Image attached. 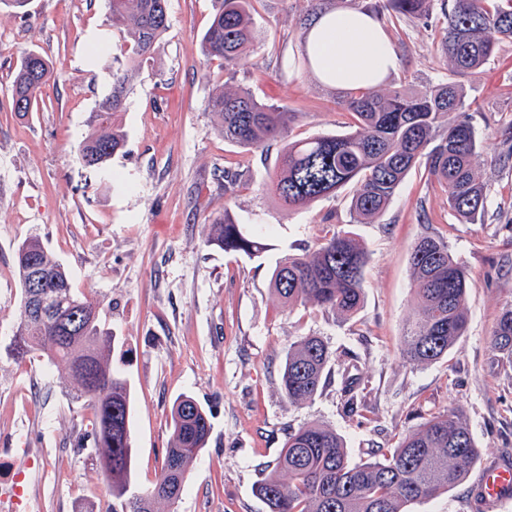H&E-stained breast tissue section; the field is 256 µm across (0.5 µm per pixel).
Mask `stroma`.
<instances>
[{
	"mask_svg": "<svg viewBox=\"0 0 512 512\" xmlns=\"http://www.w3.org/2000/svg\"><path fill=\"white\" fill-rule=\"evenodd\" d=\"M214 8L215 0H168L169 28L131 83L126 144L103 176L74 149L111 83L110 71L90 61L92 41L120 39L107 0H30L23 17L0 4V448L29 449L16 464L40 512H94L107 490L88 436L91 411L73 399L68 373L41 353L20 361L8 351L21 308L15 249L36 235L74 288L101 302L120 338L112 363L131 385L137 487H151L161 470L175 399L192 395L210 412L209 439L175 512H269L254 487L303 425L334 429L360 461L449 408L467 423L477 459L462 483L410 512H512V495L490 508L476 487L486 464L512 461V365L489 344L512 303V39L482 69L459 73L440 48L441 9L385 22L400 66L378 92L448 81L463 88L483 141L476 168L488 210L482 221L459 223L419 166L376 223L355 224L356 183L304 208L283 206L270 184L285 141L262 149L226 142L208 106L215 86L247 89L295 113L285 140L344 131L350 91L326 86L306 59L310 0H257L252 58L230 70L202 50ZM27 49L47 55L55 77L22 119L7 88ZM229 169L238 173L230 189ZM227 209L266 244L261 257L205 245L206 224ZM338 231L355 233L368 254L359 311L343 320L312 304L282 305L269 286L276 262ZM423 234L447 241L472 286L464 335L447 358L417 366L400 346L418 307L409 253ZM308 335L328 345L330 374L294 405L281 372L289 344ZM349 377L365 389L355 413L342 392Z\"/></svg>",
	"mask_w": 512,
	"mask_h": 512,
	"instance_id": "35a3bbf8",
	"label": "stroma"
}]
</instances>
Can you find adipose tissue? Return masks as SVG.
<instances>
[{
    "label": "adipose tissue",
    "instance_id": "obj_1",
    "mask_svg": "<svg viewBox=\"0 0 512 512\" xmlns=\"http://www.w3.org/2000/svg\"><path fill=\"white\" fill-rule=\"evenodd\" d=\"M306 52L329 86L369 90L399 66L387 33L364 11H327L312 17Z\"/></svg>",
    "mask_w": 512,
    "mask_h": 512
}]
</instances>
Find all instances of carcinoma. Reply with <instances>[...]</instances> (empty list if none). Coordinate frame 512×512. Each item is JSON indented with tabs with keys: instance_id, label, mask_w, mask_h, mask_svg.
Masks as SVG:
<instances>
[{
	"instance_id": "carcinoma-1",
	"label": "carcinoma",
	"mask_w": 512,
	"mask_h": 512,
	"mask_svg": "<svg viewBox=\"0 0 512 512\" xmlns=\"http://www.w3.org/2000/svg\"><path fill=\"white\" fill-rule=\"evenodd\" d=\"M255 0H217L203 34L204 54L240 66L250 57L255 38ZM436 0H375L379 16L428 17ZM168 0H108L122 38V65L112 70L108 94L92 113L91 131L79 143L80 163L105 170L125 146L122 112L131 81L152 57L169 27ZM440 47L459 73L484 67L499 42L512 38V0H452L444 10ZM54 76L52 61L36 50L24 51L10 85L13 110L21 117L34 111L43 87ZM210 105L221 119L224 140L262 149L284 138L296 114L258 101L249 91L216 88ZM351 130L288 142L272 189L290 209L336 196L348 183H360L350 200L356 224H372L384 212L408 173L425 160L428 177L448 198V209L465 224L485 216L487 194L475 167L482 146L464 112L458 85L438 83L424 91L394 89L387 95L362 92L346 104ZM205 243L226 253L259 256L265 245L247 235L229 211L208 224ZM21 298L27 280L39 275L38 289L52 316L44 318L21 303L18 329L10 351L18 359L39 351L50 364L64 368L77 385L75 398L93 413L91 431L99 465L111 496V512H157V505L175 504L190 466L205 448L209 413L193 397L181 395L171 408L172 434L163 465L152 487L138 489L132 479L131 389L112 368L117 337L101 316L100 303L78 294L65 269L36 237L15 251ZM419 307L401 345L403 358L422 365L436 361L464 335L465 300L470 279L433 235L419 236L409 257ZM367 254L351 232L333 233L318 248L286 255L277 262L270 286L287 305L314 303L348 319L363 301ZM490 344L499 357L512 362V304L502 309ZM329 350L317 336H302L288 347L281 389L292 404L312 399L327 380ZM349 411L361 403L357 380L345 381ZM477 451L461 414L448 409L403 434L395 447L369 459L352 462L336 431L319 424L288 433L276 463L258 483L256 493L270 512H408L461 483ZM288 474L283 482L280 474Z\"/></svg>"
}]
</instances>
